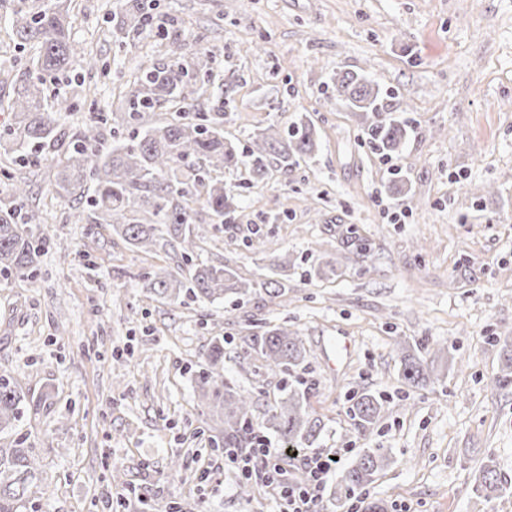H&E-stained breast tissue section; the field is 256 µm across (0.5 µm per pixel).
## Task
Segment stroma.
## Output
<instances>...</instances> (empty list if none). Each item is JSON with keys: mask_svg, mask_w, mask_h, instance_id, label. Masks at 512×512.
<instances>
[{"mask_svg": "<svg viewBox=\"0 0 512 512\" xmlns=\"http://www.w3.org/2000/svg\"><path fill=\"white\" fill-rule=\"evenodd\" d=\"M124 0H74L75 39L91 42L108 76L75 70L49 93L85 84L69 98L57 140L23 200L12 195L16 154L0 155V205L41 215L51 240L31 278L0 274V374L26 400L0 448L24 442L39 459L30 497L37 512H107L128 487L180 512H277L268 489L243 497L232 469L209 447V418L194 391L212 337L224 336V374L256 394L255 419L283 393V376L241 349L257 324L287 325L308 352L297 375L313 388L310 411L324 430L316 444L341 462L327 478L320 512H348L333 490L364 451L392 457L366 491L392 512H512V490L487 500L472 473L493 453L512 479V385L494 390L495 337L512 336V0H156L151 31L116 39ZM213 50L214 83L186 101L214 111L225 98L224 133L240 143L267 125H315L318 149L289 175L270 170L244 184L231 223L205 208L195 256L250 279L288 258V302L159 301L143 288L153 268L180 257L131 248L109 225L75 221L52 189L54 166L84 121L117 106L142 57L166 61L172 41ZM258 53H251L253 45ZM33 48L21 49L0 9V132L13 83ZM376 81L409 136L387 163L369 147L361 113L336 94V76ZM409 173L412 197L387 184ZM366 238L358 256L349 234ZM330 280L311 278L320 261ZM448 347L454 363L434 385L400 376L402 337ZM384 397L389 413L370 433L348 413L354 393ZM182 467L171 472V458Z\"/></svg>", "mask_w": 512, "mask_h": 512, "instance_id": "1", "label": "stroma"}]
</instances>
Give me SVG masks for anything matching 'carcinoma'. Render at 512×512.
Returning <instances> with one entry per match:
<instances>
[{"mask_svg": "<svg viewBox=\"0 0 512 512\" xmlns=\"http://www.w3.org/2000/svg\"><path fill=\"white\" fill-rule=\"evenodd\" d=\"M33 2L35 6L28 10L11 12L14 38L35 43L39 53L33 60L34 72L13 88L9 104L12 122L8 132L0 135V150L18 154L28 167L47 159L46 150L59 120L58 107L45 94L46 77L76 67L96 69L95 57L87 47L71 38L72 0ZM149 24L144 0H127L119 28L138 32ZM211 76L209 53L189 61L183 45L177 42L172 43L167 62L135 68L131 90L119 101L124 124L134 128L133 135L105 147L96 126L75 130L67 156L57 162L54 189L61 197L80 200L86 185L93 184L90 214L85 218L78 214L76 220L110 224L112 233L133 248L150 251L160 244L181 255L188 277L181 279L164 267L145 277L147 290L159 299L175 300L185 293L210 302L226 296L243 301L262 291L285 302L288 278L279 277V272L288 268L286 257L273 265L272 278L264 282L244 278L221 263H193L196 240L203 232L193 222V205L200 202L224 220L235 212L237 193L216 173L242 164L256 182L264 180L273 167L286 176L314 153L317 141L313 125L302 120L285 132L269 125L255 132L250 145L241 151L224 137L222 112H212L207 118L186 112L162 124L141 127L145 114L204 95ZM336 93L349 108L371 114L367 135L374 151L387 159L400 156L408 131L398 118L383 115L387 108L378 84L363 74L346 72L336 76ZM38 223L40 218L34 210L21 213L14 207L0 208V272L33 277L36 258L47 244V238L28 228ZM224 343L222 336L211 340L206 364L194 377L200 407L216 424L211 448H254L269 433L283 449L312 447L321 432V421L308 410L311 388L301 381L288 385L261 423L253 425L255 392L224 377ZM398 346L404 381L416 388L433 384L435 360L447 348L407 340ZM252 354L269 369L286 375L297 371L307 359L300 337L284 326H260L244 350V355ZM500 356V369L492 380L496 389L512 384L511 341L500 342ZM23 405L24 396L13 379L0 375V432L19 421ZM387 413V401L380 395L364 390L352 398L350 416L363 432L374 429ZM389 463L390 457L382 448L364 452L342 475L343 497L349 499L370 486ZM37 471L33 449L0 448V512H27ZM473 482L474 491L486 499L512 489V482L501 474L492 454L486 455L474 471Z\"/></svg>", "mask_w": 512, "mask_h": 512, "instance_id": "cac0c4a2", "label": "carcinoma"}]
</instances>
